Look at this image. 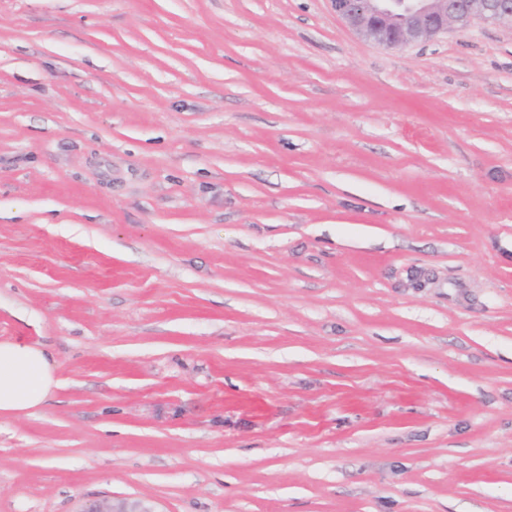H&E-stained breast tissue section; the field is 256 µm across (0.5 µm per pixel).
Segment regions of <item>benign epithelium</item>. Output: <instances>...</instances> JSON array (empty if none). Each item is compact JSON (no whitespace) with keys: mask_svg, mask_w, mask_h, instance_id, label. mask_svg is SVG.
I'll return each instance as SVG.
<instances>
[{"mask_svg":"<svg viewBox=\"0 0 512 512\" xmlns=\"http://www.w3.org/2000/svg\"><path fill=\"white\" fill-rule=\"evenodd\" d=\"M359 36L393 48L425 41L474 19L512 23V0H331ZM78 512H158L149 499L91 500Z\"/></svg>","mask_w":512,"mask_h":512,"instance_id":"benign-epithelium-1","label":"benign epithelium"}]
</instances>
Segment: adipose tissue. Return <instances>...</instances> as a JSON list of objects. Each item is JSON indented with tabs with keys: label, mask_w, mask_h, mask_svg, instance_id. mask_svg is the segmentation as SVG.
Returning a JSON list of instances; mask_svg holds the SVG:
<instances>
[{
	"label": "adipose tissue",
	"mask_w": 512,
	"mask_h": 512,
	"mask_svg": "<svg viewBox=\"0 0 512 512\" xmlns=\"http://www.w3.org/2000/svg\"><path fill=\"white\" fill-rule=\"evenodd\" d=\"M54 384V368L44 350L0 341V415L38 407Z\"/></svg>",
	"instance_id": "adipose-tissue-1"
}]
</instances>
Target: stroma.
Instances as JSON below:
<instances>
[{"label": "stroma", "instance_id": "1", "mask_svg": "<svg viewBox=\"0 0 512 512\" xmlns=\"http://www.w3.org/2000/svg\"><path fill=\"white\" fill-rule=\"evenodd\" d=\"M0 512H512V25L0 0ZM56 384L54 368L44 350L0 341V415L38 407ZM78 512H158L149 499L91 500L84 503Z\"/></svg>", "mask_w": 512, "mask_h": 512}]
</instances>
